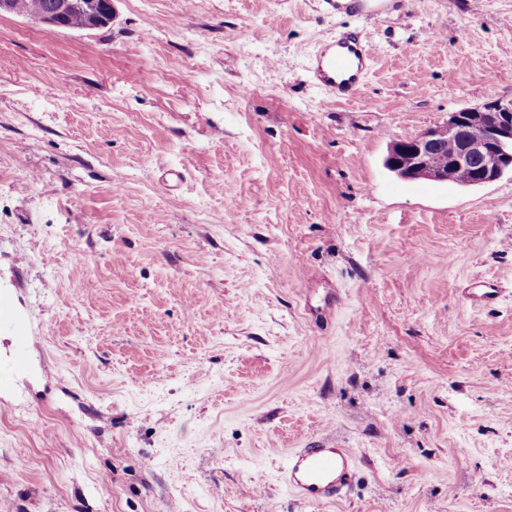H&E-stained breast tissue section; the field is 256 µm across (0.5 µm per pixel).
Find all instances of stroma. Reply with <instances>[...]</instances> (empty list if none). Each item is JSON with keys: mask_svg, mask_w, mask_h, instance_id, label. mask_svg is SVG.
<instances>
[{"mask_svg": "<svg viewBox=\"0 0 512 512\" xmlns=\"http://www.w3.org/2000/svg\"><path fill=\"white\" fill-rule=\"evenodd\" d=\"M113 3L0 15V512H512V173L384 165L512 98V0H404L330 108L312 63L360 16ZM324 442L359 473L311 508L278 475ZM14 0H1L0 1V14L9 13L15 15H22L30 17L46 27L54 30L71 29L76 31H94L98 29L102 24L109 25L112 23L113 8L112 0H102L98 20L96 22H87L92 16L98 14V3L100 0H82L84 3L83 10L76 13L72 19L68 20L69 24L79 26L84 22H87L81 27H65L63 24L64 18L76 8V2L74 0H41L42 3H49V5L41 4L37 2L30 8L28 12L17 13L14 8ZM107 27L102 25L100 28ZM466 303L472 308H483L497 304L504 288L494 281L473 279L461 290Z\"/></svg>", "mask_w": 512, "mask_h": 512, "instance_id": "35a3bbf8", "label": "stroma"}]
</instances>
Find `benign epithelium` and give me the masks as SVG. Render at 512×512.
<instances>
[{
	"label": "benign epithelium",
	"instance_id": "benign-epithelium-1",
	"mask_svg": "<svg viewBox=\"0 0 512 512\" xmlns=\"http://www.w3.org/2000/svg\"><path fill=\"white\" fill-rule=\"evenodd\" d=\"M76 8L75 0H52L48 5L35 2L24 16L54 30L65 28L64 18ZM98 20L79 27L94 31L112 23V0H102ZM456 144L453 157L445 156L441 140ZM512 144V99L493 100L479 107L449 113L441 126L391 145L385 166L404 180L444 182L455 171L472 185L491 183L512 166V159L498 161L504 148Z\"/></svg>",
	"mask_w": 512,
	"mask_h": 512
}]
</instances>
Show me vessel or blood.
Returning a JSON list of instances; mask_svg holds the SVG:
<instances>
[{"label": "vessel or blood", "instance_id": "vessel-or-blood-1", "mask_svg": "<svg viewBox=\"0 0 512 512\" xmlns=\"http://www.w3.org/2000/svg\"><path fill=\"white\" fill-rule=\"evenodd\" d=\"M400 0H320L331 14H360L381 21ZM373 60L370 36L362 30L346 31L323 43L311 68L313 82L322 90L326 105L353 98L366 78ZM473 308L497 304L502 286L473 279L462 290ZM358 458L352 449L317 445L292 449L281 470L280 482L303 504L315 505L346 496L356 481Z\"/></svg>", "mask_w": 512, "mask_h": 512}]
</instances>
